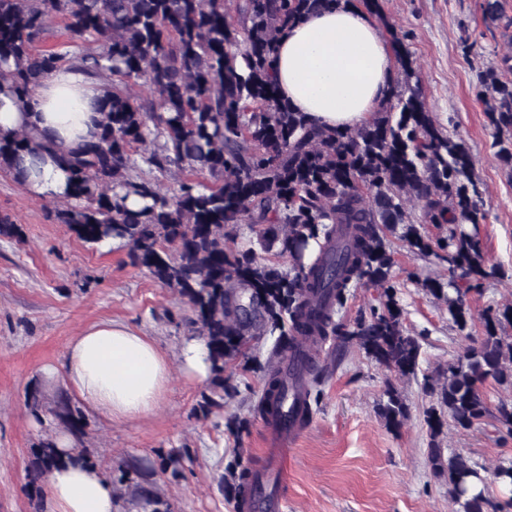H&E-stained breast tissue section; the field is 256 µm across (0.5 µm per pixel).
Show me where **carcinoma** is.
Returning a JSON list of instances; mask_svg holds the SVG:
<instances>
[{
    "mask_svg": "<svg viewBox=\"0 0 512 512\" xmlns=\"http://www.w3.org/2000/svg\"><path fill=\"white\" fill-rule=\"evenodd\" d=\"M350 2L232 0L230 15L224 0H0V92L25 96L63 66L107 86L90 140L63 150L33 131L1 136L0 171L15 174L27 154H59L70 193L57 220L87 244L122 243L132 265L190 309L188 323L209 351L212 396L205 406L223 399L231 388L224 371L248 357L253 341L278 335L256 406L264 419L299 390L302 420L310 421L316 349L331 338L355 343L397 378L415 375L420 346L403 326L389 236L418 257L448 260V280L421 286L446 303L467 344L430 387L438 398L424 411L428 464L458 512H484L476 466L441 448L446 419L469 430L485 415L484 383L512 386V341L503 334L512 306L487 308L482 335L470 331L467 295L502 275L485 264L467 230L486 221L470 148L427 110L421 86L412 83L404 35L392 33L398 76L388 97L359 127L313 124L279 95L273 79L279 36L321 7ZM55 17L64 21L70 50L38 48ZM503 70L512 71L511 55L486 70L481 96L497 156L512 165V80H502ZM144 168L179 176L164 188L131 175ZM416 202L425 223L451 225L447 235L420 233L411 220ZM242 224L248 245H227ZM284 258L286 271L279 266ZM357 286L378 289L380 302L348 327L337 316ZM288 351L303 363L291 383L283 368ZM30 409L38 419L48 413L73 440L68 451L52 437L40 440L33 480L66 460L93 463L86 417L68 396L46 409L35 396ZM378 414L393 429L409 417L391 383ZM179 464L176 453L158 469L129 464L141 478L129 503L170 512L151 477H176Z\"/></svg>",
    "mask_w": 512,
    "mask_h": 512,
    "instance_id": "cac0c4a2",
    "label": "carcinoma"
}]
</instances>
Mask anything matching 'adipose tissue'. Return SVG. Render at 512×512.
Wrapping results in <instances>:
<instances>
[{
    "label": "adipose tissue",
    "mask_w": 512,
    "mask_h": 512,
    "mask_svg": "<svg viewBox=\"0 0 512 512\" xmlns=\"http://www.w3.org/2000/svg\"><path fill=\"white\" fill-rule=\"evenodd\" d=\"M397 67L378 24L361 8L311 13L279 39L273 77L278 92L318 125L354 128L372 119ZM105 102L102 83L63 67L29 96L0 93V134L38 132L68 149L88 139ZM37 199H61L68 175L56 155L43 154L24 180ZM203 382L210 374L203 338L184 341L177 361L129 326L101 323L67 345L51 375L60 377L84 409L115 422L139 420L160 407L173 372ZM44 512H117L111 479L99 468L62 464L46 478Z\"/></svg>",
    "instance_id": "adipose-tissue-1"
}]
</instances>
